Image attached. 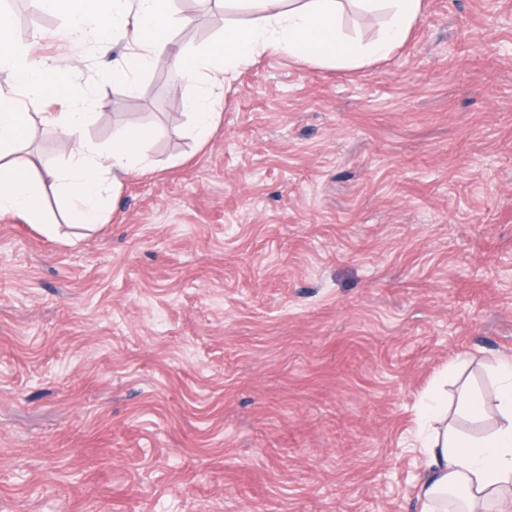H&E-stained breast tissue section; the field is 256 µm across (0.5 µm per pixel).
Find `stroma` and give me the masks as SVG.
<instances>
[{
  "label": "stroma",
  "instance_id": "1",
  "mask_svg": "<svg viewBox=\"0 0 512 512\" xmlns=\"http://www.w3.org/2000/svg\"><path fill=\"white\" fill-rule=\"evenodd\" d=\"M175 39L212 46L224 15ZM57 14L15 42L150 130L104 225L0 214V512H417L429 395L512 358V0H424L363 68L267 52L223 84L206 144L166 66ZM31 158L67 154L39 114Z\"/></svg>",
  "mask_w": 512,
  "mask_h": 512
}]
</instances>
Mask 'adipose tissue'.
<instances>
[{
	"label": "adipose tissue",
	"mask_w": 512,
	"mask_h": 512,
	"mask_svg": "<svg viewBox=\"0 0 512 512\" xmlns=\"http://www.w3.org/2000/svg\"><path fill=\"white\" fill-rule=\"evenodd\" d=\"M42 0L51 13L65 16L66 34L81 37L89 20L104 30L99 50L108 53L114 38L126 39L130 51L112 69V84L131 92L138 77L163 62L178 67L190 83L185 105L193 119L192 133L206 143L213 131L218 101L204 88L201 72L210 79L230 80L237 70L266 51L320 65L362 67L391 55L418 21L423 0H359L364 11L383 13L375 36L368 41L344 33L343 0H248L247 21H228L214 50L202 58H191L177 44L176 30L190 19L178 15L175 0ZM14 18L0 12V72L18 78L22 98L0 90V213L23 217L44 234L53 227L44 219L42 202L46 176L13 158L12 151L30 134L29 112L42 107L50 91L59 92L68 104L64 112H44L46 123L60 132L68 147V165L55 179L63 194L69 223L93 227L102 223L110 207L104 186L109 175L144 174L151 166L140 147L145 131L129 122L112 133L111 144L102 150L82 135L90 115L84 89L69 73L48 61H32L13 40ZM496 408L498 424L483 434L469 437L453 427L442 426L443 411L432 406L435 427L418 486L420 512H444L450 489L466 492V512H485L489 501H497L499 512H512V361L501 366V381L490 397L465 396L461 407L476 412Z\"/></svg>",
	"instance_id": "ef3b65f1"
}]
</instances>
